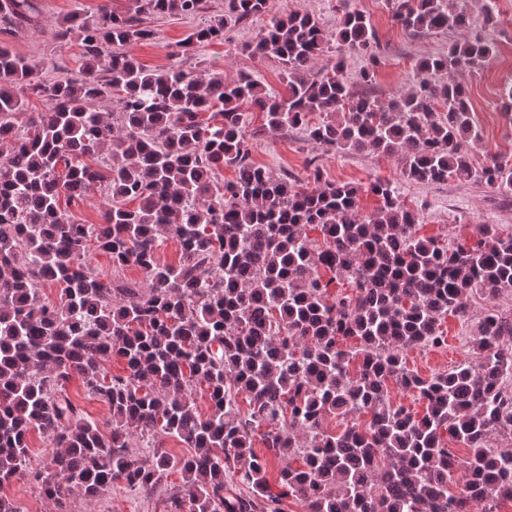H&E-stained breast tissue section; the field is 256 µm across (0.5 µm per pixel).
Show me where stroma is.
<instances>
[{"label": "stroma", "instance_id": "35a3bbf8", "mask_svg": "<svg viewBox=\"0 0 512 512\" xmlns=\"http://www.w3.org/2000/svg\"><path fill=\"white\" fill-rule=\"evenodd\" d=\"M471 16L469 26L451 28L442 33L415 36L397 25L388 0H268V11L245 24L229 25L223 41L195 49L182 59L184 69L199 71L207 67L223 72L225 82H233L241 73L256 75L266 86L286 92L287 86L280 63L272 58L248 55L243 46L251 42L266 26L270 17L289 13L315 16L326 34H334L344 10L363 12L370 20L383 53L372 84L360 78L368 61L364 55L346 53L343 79L355 93L372 92L386 100L408 89L414 80L417 62L428 55L447 52L454 44L482 36L495 42V59L484 66L464 71L469 86L475 120L481 129L480 140L470 146L474 162H483L487 155L497 154L512 160V121L504 115L500 90L512 82V0H493L498 23L486 25L481 10L482 0H468ZM121 10L126 0H41L44 22L11 38L12 50L38 63L48 79L70 77L81 64L77 42L60 41L53 35L55 22L70 12L78 11L94 17L103 6ZM224 0H206L205 9L196 19L157 16L150 25L153 39L135 46L136 57L146 67L162 70L171 62L172 51L189 31L206 22L210 16L223 13ZM253 164L266 168L272 176L291 175L300 185L312 184L314 176L322 180L349 184L359 189L361 215L374 213L380 205L378 197L369 193L372 182L381 180L396 186L402 201L418 210V235L438 237L456 244L474 243L480 224L498 225L503 233H512V196L505 197L476 185L455 180L443 184L410 182L402 175L400 157L374 152L323 149L308 141L304 131L293 129L260 139L251 155ZM444 331L455 338L453 358L443 352L406 351L404 360L421 376L442 372L454 364L470 360V342L476 333L475 324H463L456 317L442 323ZM180 474L169 477L167 484L142 495H131L120 485L103 497L91 500L74 494L67 499L68 512H165L166 499L174 486L180 485Z\"/></svg>", "mask_w": 512, "mask_h": 512}]
</instances>
